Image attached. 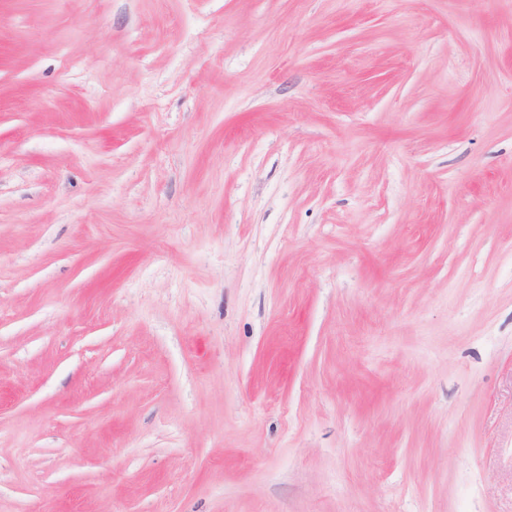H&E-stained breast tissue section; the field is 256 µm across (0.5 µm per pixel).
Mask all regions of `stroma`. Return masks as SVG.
<instances>
[{
    "mask_svg": "<svg viewBox=\"0 0 512 512\" xmlns=\"http://www.w3.org/2000/svg\"><path fill=\"white\" fill-rule=\"evenodd\" d=\"M512 512V0H0V512Z\"/></svg>",
    "mask_w": 512,
    "mask_h": 512,
    "instance_id": "obj_1",
    "label": "stroma"
}]
</instances>
